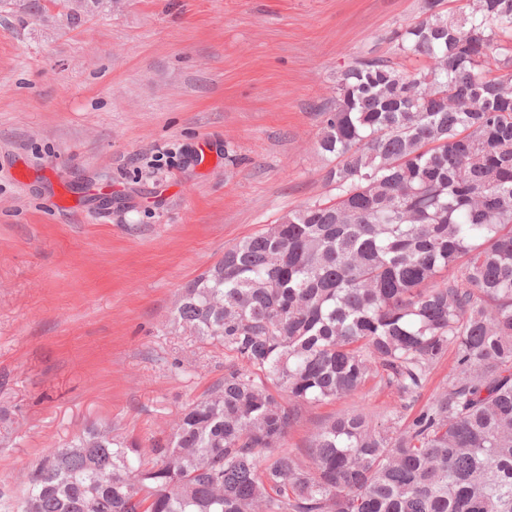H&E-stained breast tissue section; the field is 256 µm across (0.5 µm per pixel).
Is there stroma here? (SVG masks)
Masks as SVG:
<instances>
[{
  "mask_svg": "<svg viewBox=\"0 0 512 512\" xmlns=\"http://www.w3.org/2000/svg\"><path fill=\"white\" fill-rule=\"evenodd\" d=\"M424 0H127L0 11V476L92 423L143 444L224 377L180 288L288 210L333 200L321 112ZM305 408L285 439L346 408Z\"/></svg>",
  "mask_w": 512,
  "mask_h": 512,
  "instance_id": "1",
  "label": "stroma"
}]
</instances>
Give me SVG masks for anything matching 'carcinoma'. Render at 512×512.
<instances>
[{
  "mask_svg": "<svg viewBox=\"0 0 512 512\" xmlns=\"http://www.w3.org/2000/svg\"><path fill=\"white\" fill-rule=\"evenodd\" d=\"M50 4L68 9H25ZM395 41L336 77L334 202L181 289L174 320L224 347V379L163 442L87 426L15 476L20 500L0 491L4 512H512V0H425ZM374 379L400 408L326 422L308 464L283 447L302 408ZM454 366L455 357L453 352L450 350L432 371L425 390L423 391L415 408L421 407L425 404L434 393L441 390V388L448 383V375L452 373Z\"/></svg>",
  "mask_w": 512,
  "mask_h": 512,
  "instance_id": "obj_1",
  "label": "carcinoma"
}]
</instances>
